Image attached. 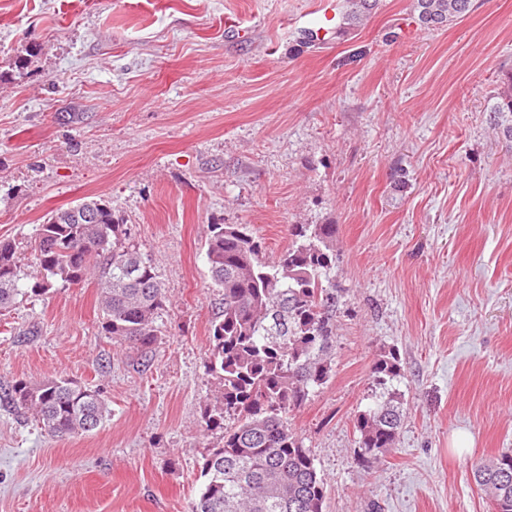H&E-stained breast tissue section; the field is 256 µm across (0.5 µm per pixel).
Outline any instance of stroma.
I'll return each instance as SVG.
<instances>
[{"label": "stroma", "instance_id": "stroma-1", "mask_svg": "<svg viewBox=\"0 0 512 512\" xmlns=\"http://www.w3.org/2000/svg\"><path fill=\"white\" fill-rule=\"evenodd\" d=\"M318 2L0 0V240L101 197L170 292L145 359L101 334L94 275L0 312V385L64 375L110 410L59 438L0 410V512H190L223 435L202 422L213 224L270 257L290 225L336 227L333 375L288 415L326 512H492L470 465L512 450V139L491 112L512 0L440 26L415 0L350 26L337 0L335 34L301 44ZM385 391L404 420L367 464L354 423Z\"/></svg>", "mask_w": 512, "mask_h": 512}]
</instances>
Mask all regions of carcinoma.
Listing matches in <instances>:
<instances>
[{"mask_svg": "<svg viewBox=\"0 0 512 512\" xmlns=\"http://www.w3.org/2000/svg\"><path fill=\"white\" fill-rule=\"evenodd\" d=\"M425 23L443 24L473 9V0H416ZM496 125L512 138V82L493 107ZM296 237L276 258L244 224H213L205 256L223 302L211 323L207 369L220 395L202 420L223 429L204 457V478L190 512H326V488L288 413L300 408L333 373L338 296L330 276L334 224H296ZM127 231L110 203L83 200L38 225L30 263L15 243L0 240V310L18 298L42 297L59 281L79 283L99 273L101 333L140 355L156 344L157 318L168 288L151 261L126 243ZM380 383L398 376L393 356L373 365ZM0 405L31 415L50 436H82L108 417L105 400L63 376L0 387ZM237 424L224 426V415ZM402 413L394 399L378 401L354 424L361 457L391 447ZM474 481L495 512H512V451L471 465Z\"/></svg>", "mask_w": 512, "mask_h": 512, "instance_id": "obj_1", "label": "carcinoma"}]
</instances>
